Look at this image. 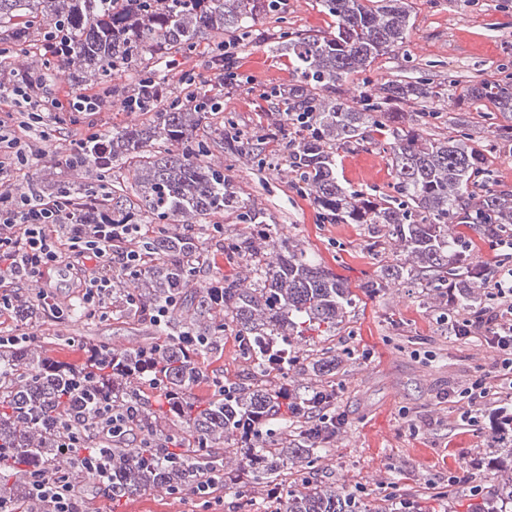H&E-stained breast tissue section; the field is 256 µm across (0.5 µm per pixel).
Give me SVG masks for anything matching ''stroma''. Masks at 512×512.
<instances>
[{
	"mask_svg": "<svg viewBox=\"0 0 512 512\" xmlns=\"http://www.w3.org/2000/svg\"><path fill=\"white\" fill-rule=\"evenodd\" d=\"M412 28L405 42L378 58L345 83L348 98L372 92L388 80L431 79L436 94L422 104L406 105L416 129L438 127L463 132L486 146L487 187L512 194V148L497 138L496 125H512V113L496 123L482 121L480 103L460 99L455 80L473 83L512 76V0H410ZM256 39L225 35L243 76L225 89L219 122L233 125L249 142H263L258 157H238L232 149L214 151L240 199L260 211L263 223L297 241L322 266L344 279L356 301L346 321L327 345L339 366L330 380L335 410L344 423L319 480L366 500L385 498L411 503L428 499L447 504L448 512H471L477 494L495 481L486 456L492 443L484 430L496 421L487 409L481 428L465 425L451 389L466 384L494 353L478 341L456 339L449 329L453 305L429 300L423 289L402 286L366 294V281L378 279L394 253L372 248V224L323 223L312 198L301 190L288 165L286 142L266 139V113L273 90L298 84L301 72L273 46L279 31L323 35L336 19L322 12L318 0H286L283 11L259 18ZM59 123L42 141V176L64 183L74 175L66 166L72 138L104 134L134 123V115L112 105L89 114L60 109ZM339 176L350 189L381 197L392 194L393 178L386 142L341 150ZM31 342L48 356L73 364L85 357L93 340L113 348H136L159 342L142 317L86 315L61 322H23ZM205 370L235 378L246 366L232 332L216 349L202 354ZM84 512H268L250 486L237 484L202 504L193 495L176 499L159 488L112 503L91 479L78 480Z\"/></svg>",
	"mask_w": 512,
	"mask_h": 512,
	"instance_id": "35a3bbf8",
	"label": "stroma"
}]
</instances>
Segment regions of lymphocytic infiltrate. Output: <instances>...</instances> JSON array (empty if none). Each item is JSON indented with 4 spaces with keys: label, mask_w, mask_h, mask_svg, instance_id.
Returning <instances> with one entry per match:
<instances>
[{
    "label": "lymphocytic infiltrate",
    "mask_w": 512,
    "mask_h": 512,
    "mask_svg": "<svg viewBox=\"0 0 512 512\" xmlns=\"http://www.w3.org/2000/svg\"><path fill=\"white\" fill-rule=\"evenodd\" d=\"M44 117L28 113L17 136L0 123V178L7 175L12 161L24 165L38 160L37 140L43 139ZM68 193L32 202L24 186L8 196L0 195V315L13 312L26 302L27 284L49 278L58 270L71 274L89 312H105L111 296L108 272L138 261L134 251L119 246L133 233L130 224H78L74 218L86 209ZM489 307L459 314L450 328L456 338L472 337L494 348L491 367L480 369L461 391L467 406L460 418L478 425L486 404L512 401V264L499 261L498 271L488 284ZM136 424L134 407L118 410L110 403L89 407L78 418L66 421L58 450L77 457L84 475L104 482L101 457L90 451L88 441L98 437L120 439L130 435ZM31 498L49 502L52 512H78L79 489L68 473L55 472L52 478L33 474L28 488Z\"/></svg>",
    "instance_id": "obj_1"
}]
</instances>
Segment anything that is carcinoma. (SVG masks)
Segmentation results:
<instances>
[{"instance_id": "obj_1", "label": "carcinoma", "mask_w": 512, "mask_h": 512, "mask_svg": "<svg viewBox=\"0 0 512 512\" xmlns=\"http://www.w3.org/2000/svg\"><path fill=\"white\" fill-rule=\"evenodd\" d=\"M336 18V31L303 35L284 31L279 44L297 62L301 84L278 95L270 126L288 134L294 113L309 116L294 128L289 154L323 221L329 224H378L384 244L396 253L395 265L382 271L389 284L427 283L439 298L458 309H480L482 283L497 267L471 262L474 243L452 230L472 224L487 237L512 236V194L475 191L484 170L482 149L462 133L426 136L412 126H389V109L424 102L434 94L427 79L388 80L375 92L349 104L346 79L371 66L407 38L408 0H319ZM276 0H0V27L6 29L0 56L11 58L39 48L48 32L63 30L69 40L63 63L75 82L109 87L112 97H138L142 77L155 75L153 60L188 53L203 40L224 41V33L245 34L259 17L279 9ZM130 76L110 85L112 75ZM470 100L512 112V86L480 82L463 89ZM208 112L172 104L143 112L134 124L101 135L104 150L90 142L89 159L70 158L68 168L99 182L100 203L86 211L89 224H148L150 228L120 246L143 255L129 272L112 274V313L149 317L175 298L177 324L166 321L159 348L144 352L98 347L94 359L80 365L50 362L27 342L0 347V499L23 512H46L48 504L28 497L29 477L56 472L59 428L83 406L72 373H94L97 398L120 406L140 387L161 389L137 405L143 442L111 451L106 479L120 499L163 486L193 492L209 477H224V487L243 480L264 482L274 512H398L376 499L359 502L318 482L290 490L276 476L292 465L303 474L331 447L336 430L305 422L308 400L328 407L325 376L336 371L330 348L309 355L315 381L300 391L288 379L294 356L291 340L321 343L336 335L352 307L349 288L291 238L249 215L251 232L231 241L230 260L239 272L198 287L196 273L207 254L201 241L209 227L241 202L224 163L211 161L208 139L199 135ZM387 131L389 164L396 195L371 198L348 189L338 174L337 151L352 144H373V133ZM127 166L129 185L109 188L112 163ZM243 338L250 371L227 379L224 390L200 401L190 393L205 381L197 357L211 350L225 328ZM207 339L192 348L183 337ZM182 425L195 443L210 451L183 447L185 438L166 423ZM263 431L254 447L243 448L245 425ZM491 438L501 444L490 458L507 478L481 495L473 512H512V430L499 424Z\"/></svg>"}]
</instances>
